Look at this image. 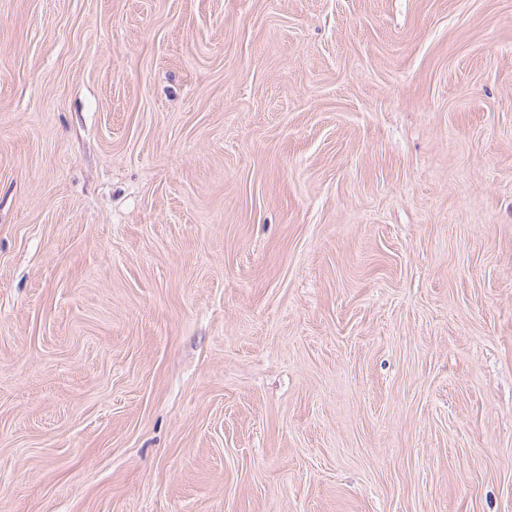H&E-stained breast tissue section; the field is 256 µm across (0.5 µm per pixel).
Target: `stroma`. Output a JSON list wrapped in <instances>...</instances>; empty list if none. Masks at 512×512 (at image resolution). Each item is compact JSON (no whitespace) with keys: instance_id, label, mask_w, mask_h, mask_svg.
I'll list each match as a JSON object with an SVG mask.
<instances>
[{"instance_id":"stroma-1","label":"stroma","mask_w":512,"mask_h":512,"mask_svg":"<svg viewBox=\"0 0 512 512\" xmlns=\"http://www.w3.org/2000/svg\"><path fill=\"white\" fill-rule=\"evenodd\" d=\"M0 512H512V0H0Z\"/></svg>"}]
</instances>
